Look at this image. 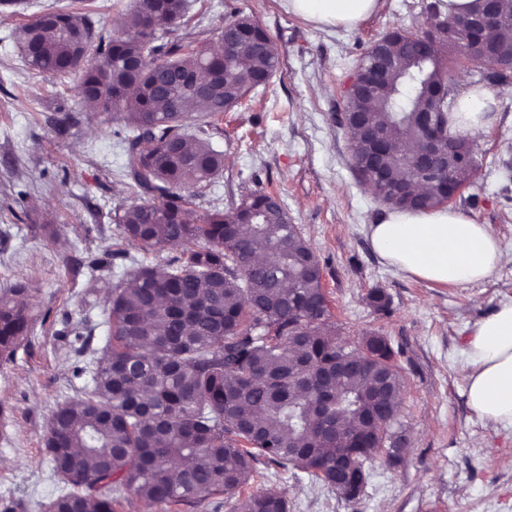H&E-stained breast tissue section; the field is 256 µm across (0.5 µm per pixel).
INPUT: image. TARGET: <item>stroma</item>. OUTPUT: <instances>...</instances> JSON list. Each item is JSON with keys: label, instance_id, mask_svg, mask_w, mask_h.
<instances>
[{"label": "stroma", "instance_id": "35a3bbf8", "mask_svg": "<svg viewBox=\"0 0 512 512\" xmlns=\"http://www.w3.org/2000/svg\"><path fill=\"white\" fill-rule=\"evenodd\" d=\"M176 37L214 46L229 10L257 20L280 58L268 88L209 127L224 168L203 189L195 217L231 208L257 190L276 194L318 256L340 339L373 333L395 352L402 379L399 421L408 445L400 465L375 460L353 501L297 469L266 468L265 487L289 512H512V427L487 426L467 401L464 349L474 325L512 300V83L490 86V125L473 139L475 175L454 209L486 225L504 254L489 280L467 288L395 271L372 249L366 227L383 211L351 167V138L336 124L341 90L370 46L402 26L426 28L429 0H379L356 28L323 29L288 13L283 0H188ZM135 0H21L0 6V289L26 282L33 322L12 362L0 365V512H47L61 484L44 441L58 403L91 382L88 367L110 336L105 309L133 263L156 265L178 248L123 247L109 214L136 204L122 176L128 143L118 116L84 102L68 84L25 62L18 30L49 12L84 11L101 24ZM68 112L58 130L53 119ZM384 291L385 310L368 299Z\"/></svg>", "mask_w": 512, "mask_h": 512}]
</instances>
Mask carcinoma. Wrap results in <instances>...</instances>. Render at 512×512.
I'll list each match as a JSON object with an SVG mask.
<instances>
[{"label": "carcinoma", "instance_id": "carcinoma-1", "mask_svg": "<svg viewBox=\"0 0 512 512\" xmlns=\"http://www.w3.org/2000/svg\"><path fill=\"white\" fill-rule=\"evenodd\" d=\"M186 0H136L130 18L94 31L80 12L36 20L18 33L28 66L64 79L83 69L81 96L123 121L129 147L123 177L144 202L115 213L124 241L146 252L183 246L162 268L140 265L112 288L106 310L109 344L84 396L55 409L46 452L65 489L49 512H116L131 493L146 504H191L224 493L231 512H288L273 489L243 492L257 465L305 472L347 500L364 488L363 468L382 454L395 467L404 449L380 443L395 435L401 381L394 350L383 336L362 337L355 348L336 336L318 257L284 207L266 206L272 193L256 192L200 222L190 219L198 188L216 177L224 153L207 130L193 136L185 122L230 112L279 69L267 32L234 14L236 41L223 55L205 47L162 41L157 30L176 26ZM432 20L429 53L406 29L390 42L398 68L370 102L388 147L369 176V146L351 140V159L383 203L409 210L446 206L449 188L470 181L476 159L467 140L448 151L437 172L421 176L408 159L421 148V114L439 103L437 119L456 110L445 83V57L472 58L480 40L441 17L440 2L426 5ZM502 53H512V0H500L496 23ZM222 74L199 95L196 79ZM426 203L414 204L415 185ZM25 282L0 290V362L14 360L32 321ZM364 369L331 378H303L297 366L336 369V356ZM365 437L344 470L336 471V420ZM188 461L178 476L173 465Z\"/></svg>", "mask_w": 512, "mask_h": 512}]
</instances>
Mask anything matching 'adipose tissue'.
Listing matches in <instances>:
<instances>
[{"mask_svg": "<svg viewBox=\"0 0 512 512\" xmlns=\"http://www.w3.org/2000/svg\"><path fill=\"white\" fill-rule=\"evenodd\" d=\"M290 13L324 27L356 28L378 0H284ZM493 98L473 88L457 100L452 129L476 135L492 121ZM373 250L397 271L427 281L470 286L491 278L503 255L502 242L486 225L462 211L386 208L368 227ZM470 368L467 397L472 410L491 426H512V300L481 319L465 348Z\"/></svg>", "mask_w": 512, "mask_h": 512, "instance_id": "ef3b65f1", "label": "adipose tissue"}]
</instances>
